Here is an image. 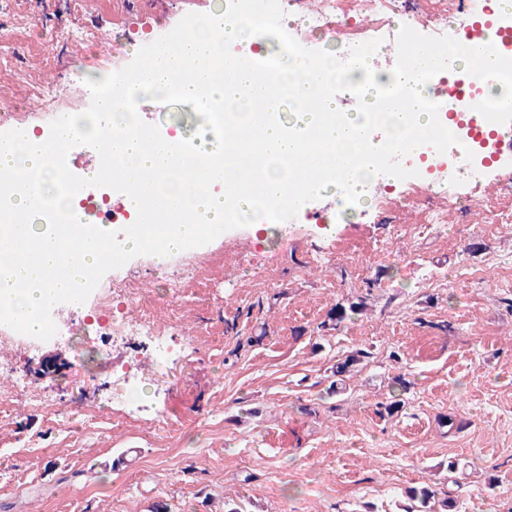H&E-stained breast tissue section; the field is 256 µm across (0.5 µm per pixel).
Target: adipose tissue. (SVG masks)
<instances>
[{"mask_svg": "<svg viewBox=\"0 0 512 512\" xmlns=\"http://www.w3.org/2000/svg\"><path fill=\"white\" fill-rule=\"evenodd\" d=\"M189 41L167 50L165 42L152 43L140 67L121 78H108L110 93L101 108L114 115L111 169L120 170L124 183L135 182L149 172L150 182L127 193L123 202L138 232L124 237L97 225L75 223L73 204L78 188L57 193L60 182L53 156L58 144L70 137L98 141L101 133L95 116L71 115L70 124L51 134H36L21 128L0 147V172L19 176L5 221L0 222V307L15 314L27 335L44 331L41 311L56 296H71L88 273L107 260H122L125 254L148 247L149 229L142 213L154 206L161 223L170 229L164 242L152 247L157 263L195 242L202 229L218 230L225 213L232 212L261 224L251 203L262 200L287 212L299 192L319 195L323 187L336 192L368 193L378 168L372 160L379 151L419 152L415 135H439L446 123L426 111L422 100L424 82H438L447 67L435 63L425 50H415L396 68H376L372 61L343 66L336 61L283 63L281 71L262 83L269 110L253 112L246 91L254 82L253 69L239 44L249 37L231 16L215 12L195 20ZM194 64L195 78L184 89L186 100L204 101L206 107L230 105L224 136L217 146L192 161L191 150L179 139L161 136L138 122L123 123L117 116L127 97L150 94L165 96L174 74L184 60ZM403 84L408 107L384 111L342 112L332 85H361L367 103L379 102L382 83ZM321 98V108L309 102ZM294 106L285 117L286 106ZM379 140H372V133ZM214 166L212 180L200 183L198 169ZM136 183V182H135ZM25 230L37 245L35 258L15 250L10 240Z\"/></svg>", "mask_w": 512, "mask_h": 512, "instance_id": "ef3b65f1", "label": "adipose tissue"}]
</instances>
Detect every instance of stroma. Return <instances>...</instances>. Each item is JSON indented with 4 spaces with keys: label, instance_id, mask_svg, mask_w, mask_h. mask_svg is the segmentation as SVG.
Wrapping results in <instances>:
<instances>
[{
    "label": "stroma",
    "instance_id": "stroma-1",
    "mask_svg": "<svg viewBox=\"0 0 512 512\" xmlns=\"http://www.w3.org/2000/svg\"><path fill=\"white\" fill-rule=\"evenodd\" d=\"M364 0H346L339 24L309 32L290 58L339 52L372 22ZM229 10L275 14V0H0V114L15 130H52L61 113L97 110V81L137 69L143 37L167 39L194 18ZM85 30L80 43L64 28ZM188 101L137 102L139 122L164 133ZM481 187L461 180L456 204L433 195L365 202L354 224H320L337 199L316 196L263 235L242 221L198 245L204 260L170 302L165 283L182 259L156 264L144 250L99 271L96 286L133 279L160 324H174L181 350L153 362L137 348L146 384L135 405L112 406L110 362L83 354L63 317L80 303L44 309L59 318L34 351L10 356L0 387L23 373L47 402L18 398L0 408V512H403L401 489L453 496L451 512H512V182L486 168ZM449 205L439 228L427 208ZM360 302L340 325L335 306ZM368 359L332 394L336 364ZM75 378L86 388L72 387ZM394 416L378 406L393 399ZM460 428H449L447 418Z\"/></svg>",
    "mask_w": 512,
    "mask_h": 512
}]
</instances>
